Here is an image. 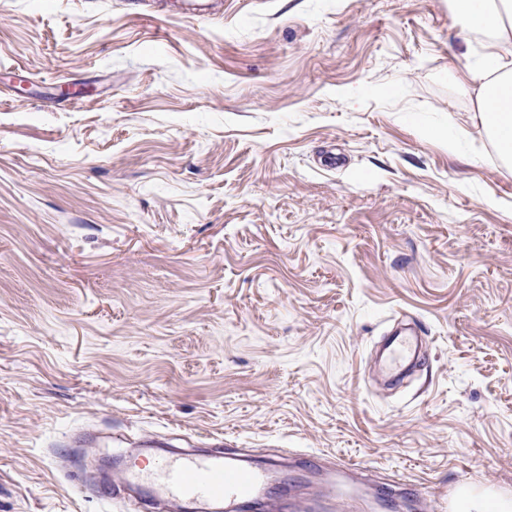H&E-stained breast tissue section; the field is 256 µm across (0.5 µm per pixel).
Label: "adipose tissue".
I'll list each match as a JSON object with an SVG mask.
<instances>
[{
  "instance_id": "obj_1",
  "label": "adipose tissue",
  "mask_w": 512,
  "mask_h": 512,
  "mask_svg": "<svg viewBox=\"0 0 512 512\" xmlns=\"http://www.w3.org/2000/svg\"><path fill=\"white\" fill-rule=\"evenodd\" d=\"M481 54H467L449 70L455 92L468 99L469 119L479 123L499 165L512 168V0H448Z\"/></svg>"
}]
</instances>
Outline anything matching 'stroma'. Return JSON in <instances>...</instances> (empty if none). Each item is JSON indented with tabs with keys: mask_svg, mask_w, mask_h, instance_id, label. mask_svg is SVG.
I'll return each mask as SVG.
<instances>
[{
	"mask_svg": "<svg viewBox=\"0 0 512 512\" xmlns=\"http://www.w3.org/2000/svg\"><path fill=\"white\" fill-rule=\"evenodd\" d=\"M0 0V512H136L115 454L219 437L274 502L512 499V169L441 136L448 0ZM428 356L383 388L373 348ZM391 478L401 495L374 493ZM417 334L408 328L396 329L388 337L383 350L387 355L382 359L385 372L394 375L404 362H413L419 357Z\"/></svg>",
	"mask_w": 512,
	"mask_h": 512,
	"instance_id": "35a3bbf8",
	"label": "stroma"
}]
</instances>
